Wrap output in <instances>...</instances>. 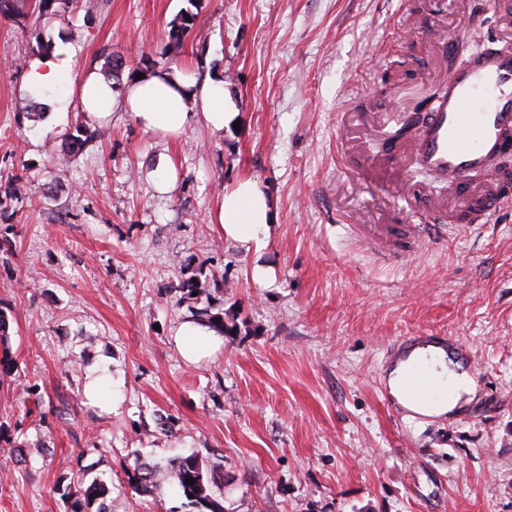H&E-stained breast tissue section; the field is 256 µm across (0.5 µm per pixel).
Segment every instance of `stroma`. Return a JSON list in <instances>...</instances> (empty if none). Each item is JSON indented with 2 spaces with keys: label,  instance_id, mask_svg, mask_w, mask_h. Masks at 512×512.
<instances>
[{
  "label": "stroma",
  "instance_id": "35a3bbf8",
  "mask_svg": "<svg viewBox=\"0 0 512 512\" xmlns=\"http://www.w3.org/2000/svg\"><path fill=\"white\" fill-rule=\"evenodd\" d=\"M197 16L182 55L171 22ZM0 17V311L10 374L0 378V512H65L78 482L104 480L110 512H193L181 491H134L135 465L196 456L220 471L224 512H512V212L401 263L374 260L356 224L398 244L456 187L386 148L431 109L449 61L512 39V0H101ZM475 36L456 40L458 21ZM80 38H71L72 29ZM71 42L78 70L157 66L222 79L239 129L201 120L174 140L114 111L102 137L57 158L80 121H32L20 88L38 39ZM455 41L454 52L445 44ZM175 168L157 194L159 158ZM275 214L260 252L209 218L240 179ZM216 273L237 325L214 356L185 362L184 263ZM272 281L256 282L254 265ZM456 337L475 398L440 418L401 412L389 370L417 344ZM112 366L111 414L86 406L88 365Z\"/></svg>",
  "mask_w": 512,
  "mask_h": 512
}]
</instances>
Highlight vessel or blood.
<instances>
[{
  "label": "vessel or blood",
  "mask_w": 512,
  "mask_h": 512,
  "mask_svg": "<svg viewBox=\"0 0 512 512\" xmlns=\"http://www.w3.org/2000/svg\"><path fill=\"white\" fill-rule=\"evenodd\" d=\"M512 147V52L485 50L448 76L446 92L435 102L414 145V163L448 185L466 189L470 175L492 172L487 208L462 212L465 227L488 224L502 205L512 206V176L491 169L493 159ZM357 231L372 254L384 260L404 256L390 230L371 224ZM416 246L443 238L445 221L413 224Z\"/></svg>",
  "instance_id": "obj_1"
}]
</instances>
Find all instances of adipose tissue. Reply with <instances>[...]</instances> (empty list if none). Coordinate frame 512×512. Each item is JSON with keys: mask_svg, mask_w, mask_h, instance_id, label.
Masks as SVG:
<instances>
[{"mask_svg": "<svg viewBox=\"0 0 512 512\" xmlns=\"http://www.w3.org/2000/svg\"><path fill=\"white\" fill-rule=\"evenodd\" d=\"M76 54L70 44L57 43L52 52L32 56L22 92L40 101L46 112L56 113L62 106L50 96L51 88L70 78ZM89 125L110 121L113 109L127 112L146 132L161 138L181 135L190 122L202 119L217 131L233 126L239 117L238 105L223 80L200 81L192 74L157 69L126 84L121 95H114L112 85L94 71L85 72L74 89ZM225 239L246 250L260 249L274 222L270 202L260 185L251 179L237 182L211 216ZM182 356L198 362L211 357L223 340L213 329L185 321L175 332ZM430 366L434 381L433 398L419 400L404 391V374L414 363ZM391 396L406 411L433 417L448 413L474 395L473 378L459 364L448 361L447 351L432 344L414 347L397 361L388 374Z\"/></svg>", "mask_w": 512, "mask_h": 512, "instance_id": "ef3b65f1", "label": "adipose tissue"}]
</instances>
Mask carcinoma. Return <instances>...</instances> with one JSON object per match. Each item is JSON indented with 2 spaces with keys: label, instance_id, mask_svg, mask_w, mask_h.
Listing matches in <instances>:
<instances>
[{
  "label": "carcinoma",
  "instance_id": "obj_1",
  "mask_svg": "<svg viewBox=\"0 0 512 512\" xmlns=\"http://www.w3.org/2000/svg\"><path fill=\"white\" fill-rule=\"evenodd\" d=\"M74 0H38V9L41 14H56L61 9L72 7ZM195 19L193 13L180 15L170 23L166 54L176 56L183 52L185 40L193 27L191 20ZM97 138V134L90 130L87 124L77 127V134L70 136L69 152H79L82 148ZM182 272L186 278L182 283V290L187 298L199 299L206 297L207 305L196 309L198 321L205 322L222 331L229 330L224 324V316L221 312L214 311L211 301L210 276L204 266L196 268L188 264L182 265ZM136 483L134 489L139 493H157L167 484L178 487L190 502L202 507L208 512H224L221 503L211 493V486L215 484V477L204 469L195 456H188L177 460L170 468L162 471L154 466L138 464ZM193 478V483L187 484V478ZM110 493V489L101 481H94L86 487H78L75 500L71 503L70 512H82V507L94 501H100L98 512H108L102 498Z\"/></svg>",
  "mask_w": 512,
  "mask_h": 512
}]
</instances>
